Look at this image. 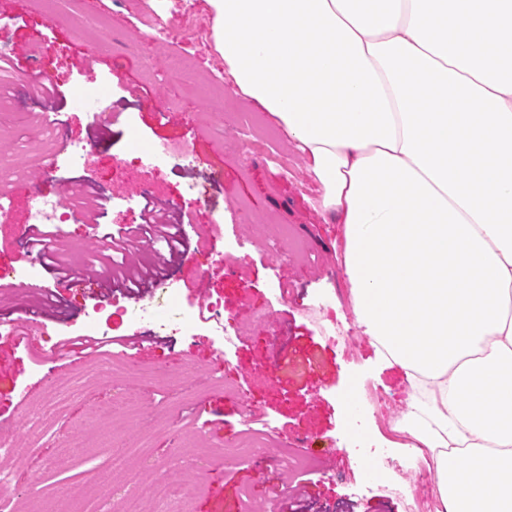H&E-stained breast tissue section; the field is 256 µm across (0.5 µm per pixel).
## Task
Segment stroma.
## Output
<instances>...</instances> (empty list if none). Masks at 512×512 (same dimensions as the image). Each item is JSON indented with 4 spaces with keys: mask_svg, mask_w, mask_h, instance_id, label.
I'll list each match as a JSON object with an SVG mask.
<instances>
[{
    "mask_svg": "<svg viewBox=\"0 0 512 512\" xmlns=\"http://www.w3.org/2000/svg\"><path fill=\"white\" fill-rule=\"evenodd\" d=\"M168 16L165 0H0V19L11 27L1 38L16 42L10 88L0 94V157L28 172L30 182L72 201L84 185L99 189L106 204L100 223L68 220L51 245L52 263L42 266V285L54 286L53 263L70 264L74 274L91 266L109 227L140 221L144 195L159 203L185 206L184 246L171 258L172 283L180 305L170 307L156 292L164 316L188 311L187 281L209 274L210 295L224 303L227 325L241 328L230 351L220 352L204 331L159 336L152 324L140 328L139 347L128 355H93L75 350L49 360L57 335L77 334L84 312L96 303L92 289L70 288L62 311H47V336L39 348L15 342L0 345V436L30 452L5 462L14 505L38 504L54 512L62 498H94L97 483L110 484L109 499L97 512H113L121 498L152 478L190 479L199 493L193 512H243L245 502L284 499L287 512H406L395 497L370 492L372 477L359 472L351 422H363L371 403H350L345 390L369 384L390 395L402 414L410 395L404 376L390 366L367 336L353 350L324 339L307 310L320 305L325 317L347 328L357 322L342 261V227L326 223L318 201L321 188L305 158L288 143L281 127L262 108L237 94L224 60L211 52V66L179 71V54L152 29ZM52 43L53 52L34 59L31 34ZM98 59L87 69L86 51ZM102 87L99 113L81 109L78 87ZM232 108H222V100ZM52 108V130L37 116ZM186 145L195 158L172 159L146 171L116 172L115 160L137 142ZM81 143L96 165H73L62 143ZM278 154L286 168L272 165ZM202 203H194L195 194ZM223 223L215 250L203 245L202 226ZM290 235L279 239L280 227ZM84 242L81 253L68 241ZM232 254L230 273L213 271V253ZM79 379L80 389L38 432L24 422L62 381ZM139 403L135 418L117 416L100 424L93 413L126 393ZM270 421L276 441L243 460L202 457L180 445L184 431L198 432L213 446L233 445L246 422ZM148 437L149 447L131 474L113 476V439ZM82 440L81 453L58 457L67 440ZM306 467L289 471L281 450ZM58 458L56 468L44 462Z\"/></svg>",
    "mask_w": 512,
    "mask_h": 512,
    "instance_id": "obj_1",
    "label": "stroma"
}]
</instances>
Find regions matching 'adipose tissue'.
<instances>
[{
  "mask_svg": "<svg viewBox=\"0 0 512 512\" xmlns=\"http://www.w3.org/2000/svg\"><path fill=\"white\" fill-rule=\"evenodd\" d=\"M341 225L445 512H512V0H208Z\"/></svg>",
  "mask_w": 512,
  "mask_h": 512,
  "instance_id": "obj_1",
  "label": "adipose tissue"
}]
</instances>
